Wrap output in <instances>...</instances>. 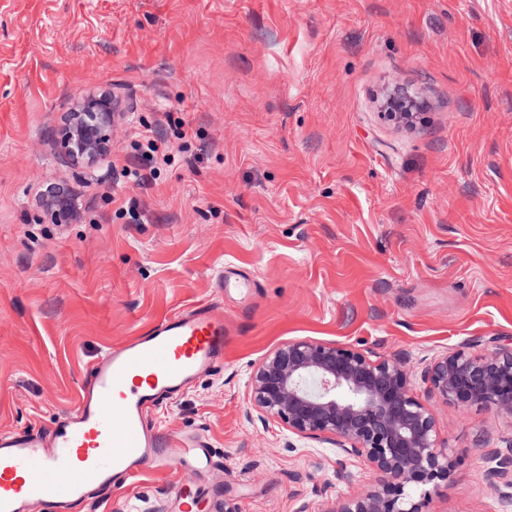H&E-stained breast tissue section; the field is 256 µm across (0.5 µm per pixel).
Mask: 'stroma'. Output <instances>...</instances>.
<instances>
[{"label": "stroma", "instance_id": "obj_1", "mask_svg": "<svg viewBox=\"0 0 512 512\" xmlns=\"http://www.w3.org/2000/svg\"><path fill=\"white\" fill-rule=\"evenodd\" d=\"M396 86L426 102L412 126L381 114ZM104 91L122 116L88 175L58 141ZM141 129L175 156L154 176ZM49 183L79 189L76 223L43 214ZM204 303L224 362L155 415L224 461L195 512H330L367 486L365 462L336 484L332 445L258 419L248 377L294 339L414 367L512 343V0H0V431L48 432L107 349ZM416 393L456 460L429 512H512L484 454L512 417ZM180 479L146 470L83 512H176Z\"/></svg>", "mask_w": 512, "mask_h": 512}]
</instances>
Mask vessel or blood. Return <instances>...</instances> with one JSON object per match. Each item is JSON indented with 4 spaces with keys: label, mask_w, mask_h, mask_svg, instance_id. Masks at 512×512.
Listing matches in <instances>:
<instances>
[{
    "label": "vessel or blood",
    "mask_w": 512,
    "mask_h": 512,
    "mask_svg": "<svg viewBox=\"0 0 512 512\" xmlns=\"http://www.w3.org/2000/svg\"><path fill=\"white\" fill-rule=\"evenodd\" d=\"M226 339L222 311L177 312L101 356L49 434L1 432L0 512H74L149 468L192 479L217 470L204 436L165 433L151 416L223 364Z\"/></svg>",
    "instance_id": "b4317fda"
}]
</instances>
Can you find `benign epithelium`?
<instances>
[{
    "instance_id": "7a95c632",
    "label": "benign epithelium",
    "mask_w": 512,
    "mask_h": 512,
    "mask_svg": "<svg viewBox=\"0 0 512 512\" xmlns=\"http://www.w3.org/2000/svg\"><path fill=\"white\" fill-rule=\"evenodd\" d=\"M394 120L413 118L417 97L396 88L388 97ZM118 106L92 95L67 114L60 149L72 165L90 171L111 150ZM54 224H71L78 210L65 197L38 199ZM442 401L484 406L512 416V348L475 356L463 349L434 357L420 373L399 358L371 359L336 343L296 339L270 353L250 373L248 393L260 418L288 432L336 447L346 459L368 463L376 485L341 502L334 512H427L430 490L447 480L454 459L438 446L436 419L416 396V380ZM490 485L512 490V441L488 453Z\"/></svg>"
}]
</instances>
